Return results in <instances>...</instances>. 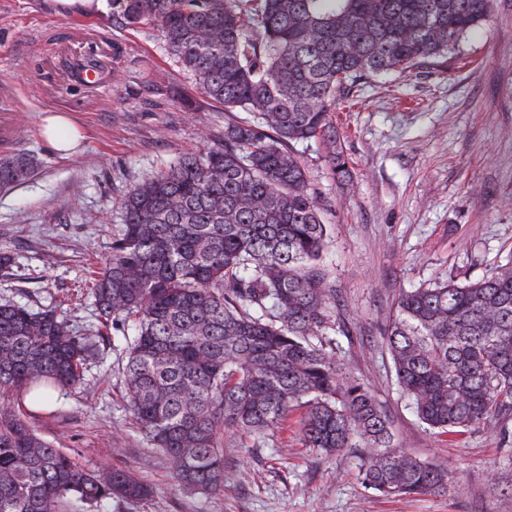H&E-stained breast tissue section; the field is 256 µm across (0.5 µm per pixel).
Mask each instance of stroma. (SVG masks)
Listing matches in <instances>:
<instances>
[{
  "instance_id": "35a3bbf8",
  "label": "stroma",
  "mask_w": 512,
  "mask_h": 512,
  "mask_svg": "<svg viewBox=\"0 0 512 512\" xmlns=\"http://www.w3.org/2000/svg\"><path fill=\"white\" fill-rule=\"evenodd\" d=\"M113 52L96 94L62 82L73 33ZM447 68L379 77L353 87L334 114L353 172L334 182L322 143L296 144L330 229L326 266L336 290V355L385 412L408 455L443 468L447 490L384 497L365 488L362 451L304 446L295 407L268 437H224V490L189 495L148 447L126 408L123 337H111L81 386L48 409L0 396L53 447L92 472L124 470L151 484L140 501L103 512H512V415L491 428L436 436L400 389L386 330L400 291L448 278L474 281L512 262V0L460 44ZM46 112L76 116L83 140L63 157L41 135ZM204 102L193 76L150 24L57 13L51 0H0V157L29 153L38 172L0 191V302L54 308L79 333L101 323L86 286L110 255L121 201L163 164L207 148L225 122L252 120Z\"/></svg>"
}]
</instances>
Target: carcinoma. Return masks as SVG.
I'll use <instances>...</instances> for the list:
<instances>
[{
  "instance_id": "cac0c4a2",
  "label": "carcinoma",
  "mask_w": 512,
  "mask_h": 512,
  "mask_svg": "<svg viewBox=\"0 0 512 512\" xmlns=\"http://www.w3.org/2000/svg\"><path fill=\"white\" fill-rule=\"evenodd\" d=\"M125 25H155L202 96L256 114L227 122L206 150L135 185L89 293L122 334L129 410L174 481L224 490L228 431L265 434L305 405L303 438L329 455L364 448L365 485L385 496L447 488L445 473L399 448L367 386L335 357L327 225L292 151L318 138L350 181L333 113L346 89L453 58L490 0H114ZM30 154L0 158V189L31 178ZM135 334L128 335L129 326ZM108 340L76 334L54 309L0 304V392L44 398L83 382ZM395 375L437 435L512 412V266L476 281L403 290L386 331ZM153 490L93 473L0 410V512H77Z\"/></svg>"
}]
</instances>
